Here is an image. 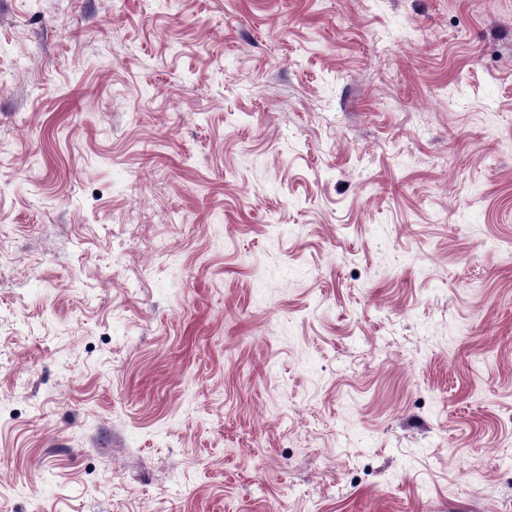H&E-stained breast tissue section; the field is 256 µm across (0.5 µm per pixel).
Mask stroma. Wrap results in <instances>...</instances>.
Segmentation results:
<instances>
[{"instance_id":"obj_1","label":"stroma","mask_w":512,"mask_h":512,"mask_svg":"<svg viewBox=\"0 0 512 512\" xmlns=\"http://www.w3.org/2000/svg\"><path fill=\"white\" fill-rule=\"evenodd\" d=\"M0 512H512V0H0Z\"/></svg>"}]
</instances>
